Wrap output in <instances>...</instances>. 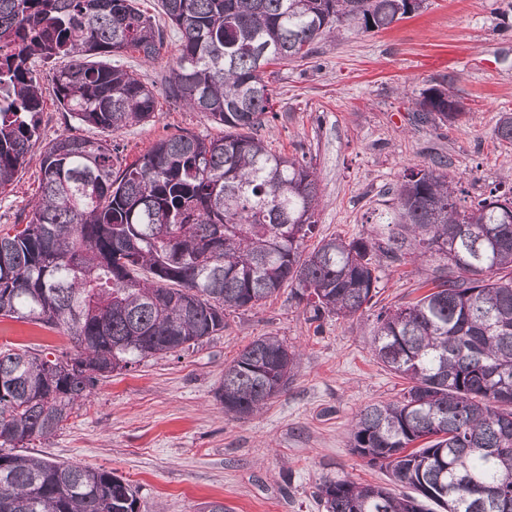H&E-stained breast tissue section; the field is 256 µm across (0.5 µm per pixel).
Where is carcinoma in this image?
<instances>
[{
	"label": "carcinoma",
	"instance_id": "1",
	"mask_svg": "<svg viewBox=\"0 0 512 512\" xmlns=\"http://www.w3.org/2000/svg\"><path fill=\"white\" fill-rule=\"evenodd\" d=\"M422 2L159 0L180 34L166 96L224 135L161 138L122 170L108 139L65 132L44 146L25 223L0 229V317L60 330L76 353L0 350V512H139L136 487L112 472L15 449L54 436L113 372L202 346L226 312L286 285L311 321L359 318L383 260L404 255L445 260L426 294L373 323L374 356L409 386L360 410L350 431L351 452L401 491L327 478L319 506L512 512V196L460 205L440 159L404 176L387 237H323L307 252L313 168L260 135L276 118L264 66L309 57L345 26L387 29ZM164 43L136 0H0V191L41 138L37 61L63 62L52 78L62 113L114 134L149 120L157 101L112 58L153 61ZM417 105L436 125L464 115L445 82ZM494 136L512 146L511 115ZM298 364L273 336L250 342L224 368V413L260 412Z\"/></svg>",
	"mask_w": 512,
	"mask_h": 512
}]
</instances>
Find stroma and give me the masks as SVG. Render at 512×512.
I'll list each match as a JSON object with an SVG mask.
<instances>
[{"instance_id": "stroma-1", "label": "stroma", "mask_w": 512, "mask_h": 512, "mask_svg": "<svg viewBox=\"0 0 512 512\" xmlns=\"http://www.w3.org/2000/svg\"><path fill=\"white\" fill-rule=\"evenodd\" d=\"M179 34L167 29L157 59L121 57L153 88L154 118L114 140L122 162L143 156L160 138L182 131L217 135L201 114L162 96L172 76ZM44 93L41 139L99 129L65 119L49 91L53 66L38 64ZM277 117L264 134L273 149L311 160L320 203L319 238L385 237L394 192L405 170L447 156L463 205L490 190L512 193V147L500 146L497 119L512 113V0H424L409 18L380 32L343 29L317 40L312 56L268 65ZM447 80L466 114L433 126L415 120L423 90ZM40 148L28 154L15 188L0 194V229L15 223L36 194ZM439 258L384 261L378 306L417 300L437 276ZM372 313L308 321L290 287L261 306L226 318L222 333L180 355L148 358L114 372L90 403L30 454L102 468L138 490L139 512H322L315 492L328 477L388 485L387 474L353 455L351 421L365 406L402 398L407 380L372 352ZM274 336L300 351L287 389L251 417L225 414L215 393L224 368L245 345ZM73 351L59 331L0 318V347Z\"/></svg>"}]
</instances>
